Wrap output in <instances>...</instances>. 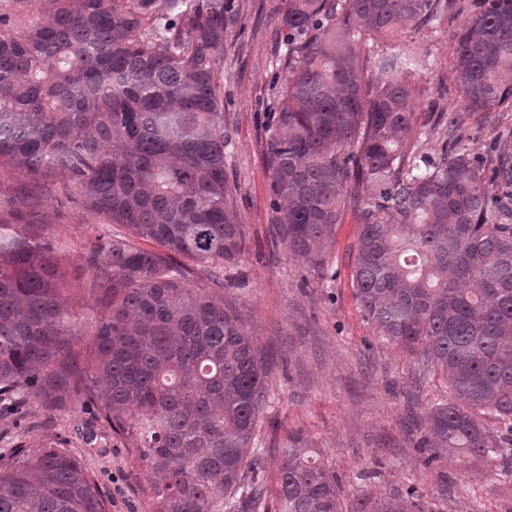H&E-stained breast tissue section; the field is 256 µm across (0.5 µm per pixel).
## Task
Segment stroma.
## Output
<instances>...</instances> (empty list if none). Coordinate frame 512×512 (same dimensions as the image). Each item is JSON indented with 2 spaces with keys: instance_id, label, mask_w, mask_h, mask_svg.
<instances>
[{
  "instance_id": "obj_1",
  "label": "stroma",
  "mask_w": 512,
  "mask_h": 512,
  "mask_svg": "<svg viewBox=\"0 0 512 512\" xmlns=\"http://www.w3.org/2000/svg\"><path fill=\"white\" fill-rule=\"evenodd\" d=\"M279 0H238L242 27L224 43V123L230 145L226 173L237 186L236 209L247 250L227 272L224 305L254 337L268 367L267 405L257 429L253 461L265 482L264 512H277L282 447L302 434L335 471L344 512L404 495L416 487L425 512H512V474L497 459L425 465L416 443L432 405L451 398L446 378L416 356L378 336L362 315L353 278L359 233L344 210L329 251L332 276L318 279L310 264L272 236L269 172L264 145L284 74L276 63L285 36ZM451 26L419 34L437 66L414 91L418 116L436 110L457 122L472 152L493 158L494 145L512 133V112L489 121L463 111L451 69ZM37 230L60 241L63 268L77 307L94 304L97 279L85 266L86 248L103 226L59 181L45 182L36 201ZM62 448L86 467L110 512H152V476L120 436L81 406L49 412L28 404L24 415H0V453Z\"/></svg>"
}]
</instances>
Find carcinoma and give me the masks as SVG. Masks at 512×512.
<instances>
[{"label":"carcinoma","mask_w":512,"mask_h":512,"mask_svg":"<svg viewBox=\"0 0 512 512\" xmlns=\"http://www.w3.org/2000/svg\"><path fill=\"white\" fill-rule=\"evenodd\" d=\"M0 27V169L54 178L126 233L97 235L92 313L69 308L62 245L30 231L35 198L0 208V402L76 403L146 462L153 512H255L248 454L267 368L224 299L246 250L224 168V41L236 0H40ZM451 35L466 112H512V0H473ZM458 0H280L288 77L265 159L278 242L326 275L344 208L359 221L356 294L391 343L446 375L427 413L438 460L512 459V140L496 160L443 115L418 119L436 62L413 35ZM378 79H372V75ZM438 137L424 151L413 136ZM151 242L146 249L138 241ZM508 422L489 432L481 413ZM279 512H342L336 474L299 434L283 449ZM0 512H108L61 448L0 455ZM371 512H423L416 488Z\"/></svg>","instance_id":"carcinoma-1"}]
</instances>
